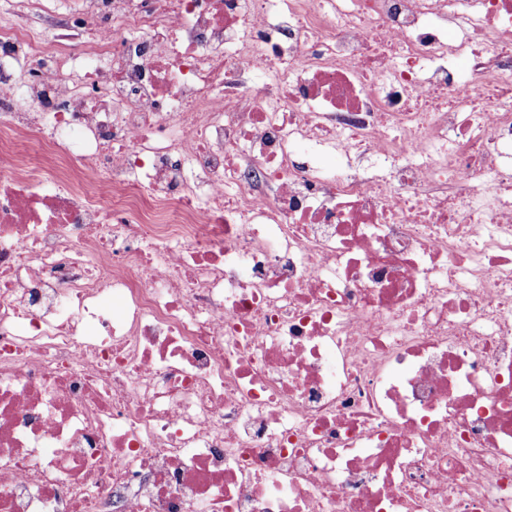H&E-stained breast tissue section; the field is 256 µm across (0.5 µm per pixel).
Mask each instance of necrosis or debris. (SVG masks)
<instances>
[{
    "label": "necrosis or debris",
    "instance_id": "necrosis-or-debris-1",
    "mask_svg": "<svg viewBox=\"0 0 512 512\" xmlns=\"http://www.w3.org/2000/svg\"><path fill=\"white\" fill-rule=\"evenodd\" d=\"M14 6L0 512H512V0Z\"/></svg>",
    "mask_w": 512,
    "mask_h": 512
}]
</instances>
